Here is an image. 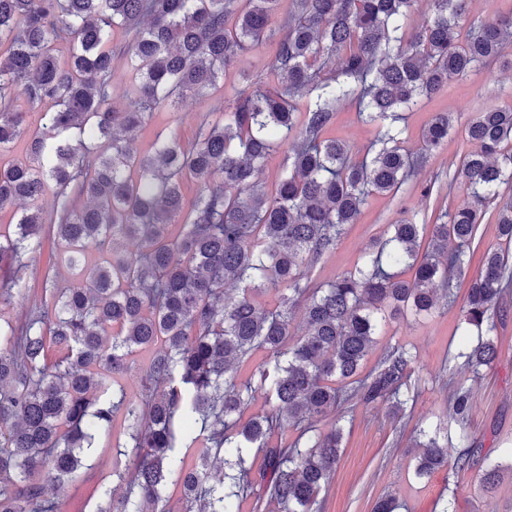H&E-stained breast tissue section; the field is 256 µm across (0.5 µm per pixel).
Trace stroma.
Returning a JSON list of instances; mask_svg holds the SVG:
<instances>
[{"mask_svg": "<svg viewBox=\"0 0 512 512\" xmlns=\"http://www.w3.org/2000/svg\"><path fill=\"white\" fill-rule=\"evenodd\" d=\"M272 58V45L252 49L226 70L209 99L188 98L177 108L156 109L139 131L136 148L150 150L157 134L167 130L176 131L183 142L194 141L205 113L217 111L224 100L233 99L239 91L250 90L253 82H270ZM505 104H512V45L506 46L489 67L452 79L432 99L404 112L399 126L404 145L412 152L418 150L421 132L434 113H452L453 127L441 148L410 178L401 195L369 198L335 250L315 263L310 272L312 279L320 284L354 269L373 241L383 235L386 225L407 214L423 216L431 209L433 202L423 196V185L433 180L452 182L459 160L469 149L466 125L476 113ZM331 134L347 142L358 158L376 139L378 129L362 121L355 103L346 100L336 106ZM58 253L56 241L47 239L41 255L27 271L32 286L30 298L0 302L1 321L18 325L25 320L33 299L40 296L43 275ZM454 295V302H440L429 318L410 323L387 320L377 346L367 358V366H374L383 346L390 343L417 351L420 367L409 381L414 402L404 417L393 416L383 404L358 403L342 420L330 415L319 422L318 428L323 432L336 422L344 430L335 473L319 495L323 512H373L377 500L387 494L397 497L399 512H440L443 500L449 498L455 502V512H512V292L500 302L504 316L495 332L499 357L493 367L481 369L476 377L456 372L457 353L467 331L465 283H455ZM460 386L471 390L468 431L473 448L478 455L498 458L504 466L500 482L489 492L481 490L471 471L453 475L441 469L424 479L414 475L421 430L436 426L456 430L448 398ZM123 430V423H115L113 438L96 440L84 468L57 496L61 512H94L102 481L111 476L119 460L114 438Z\"/></svg>", "mask_w": 512, "mask_h": 512, "instance_id": "1", "label": "stroma"}]
</instances>
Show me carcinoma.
<instances>
[{
    "mask_svg": "<svg viewBox=\"0 0 512 512\" xmlns=\"http://www.w3.org/2000/svg\"><path fill=\"white\" fill-rule=\"evenodd\" d=\"M417 2L292 0L276 22L280 0H0V211L24 205L14 229L0 231V298L30 295L25 271L42 250L39 201L49 192L60 259L78 275L61 288L46 272L28 322L0 324V512H60L48 487L75 477L119 412L126 463L96 512H172L171 482L181 487V512H239L234 501L246 499L257 510L319 512L343 429L315 433V422L355 399L406 410L418 354L388 344L365 375L364 363L386 317L431 312L455 278L467 281L465 320L477 330L458 370L494 364L512 262L490 247L475 275L465 267L486 204L499 203V235L512 243V105L466 126L472 149L456 178L469 201L421 224H390L353 270L324 286L310 278L367 199L396 195L408 180L416 160L396 127L399 111L512 43V12L462 31L468 0H428L426 23L408 33ZM275 26L283 32L270 66L275 86L257 83L208 113L188 145L171 131L146 153L134 148L152 110L207 97ZM117 29L130 35L119 48ZM118 57L129 79L125 110L108 106ZM350 97L379 126L360 159L326 136L336 103ZM20 99L43 108L41 126H29ZM452 123L448 112L433 114L417 156L438 149ZM20 139L26 160L1 161ZM278 153L277 181L259 182ZM188 179L198 184L191 199ZM72 189L85 206L70 201ZM128 238L140 240L139 252L119 249ZM272 290L278 305L260 309L257 298ZM139 350L151 355L129 396L120 380ZM258 351L266 359L257 382H238L237 365ZM259 390L271 408L246 419ZM469 411L470 391L460 388L455 444L421 431L417 477L473 467ZM287 426L299 436L271 442ZM186 442L195 449L189 463L176 453ZM245 448L263 455L255 473ZM501 473L486 457L476 480L489 491Z\"/></svg>",
    "mask_w": 512,
    "mask_h": 512,
    "instance_id": "carcinoma-1",
    "label": "carcinoma"
}]
</instances>
